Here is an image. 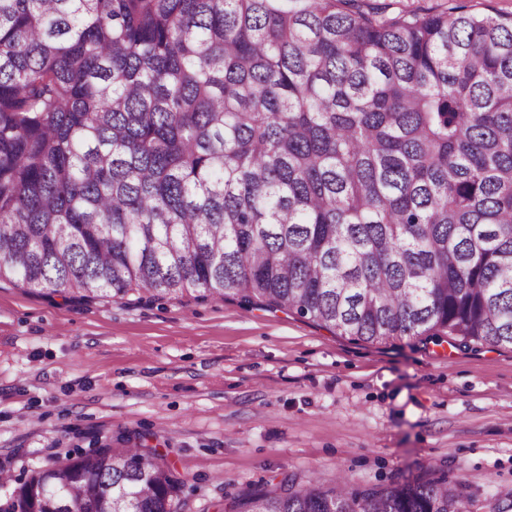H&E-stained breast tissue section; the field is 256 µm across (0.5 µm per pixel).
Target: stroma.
<instances>
[{
    "mask_svg": "<svg viewBox=\"0 0 512 512\" xmlns=\"http://www.w3.org/2000/svg\"><path fill=\"white\" fill-rule=\"evenodd\" d=\"M512 16V0H399ZM156 448L176 512H222L282 475L355 488L444 469L463 512L512 504V348L354 342L238 300L81 303L0 281V467Z\"/></svg>",
    "mask_w": 512,
    "mask_h": 512,
    "instance_id": "1",
    "label": "stroma"
}]
</instances>
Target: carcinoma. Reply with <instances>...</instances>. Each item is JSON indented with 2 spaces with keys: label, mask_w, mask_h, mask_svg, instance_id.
<instances>
[{
  "label": "carcinoma",
  "mask_w": 512,
  "mask_h": 512,
  "mask_svg": "<svg viewBox=\"0 0 512 512\" xmlns=\"http://www.w3.org/2000/svg\"><path fill=\"white\" fill-rule=\"evenodd\" d=\"M357 2L0 0V280L512 347V17ZM183 485L105 445L0 512H174ZM230 507L462 512L444 474Z\"/></svg>",
  "instance_id": "cac0c4a2"
}]
</instances>
